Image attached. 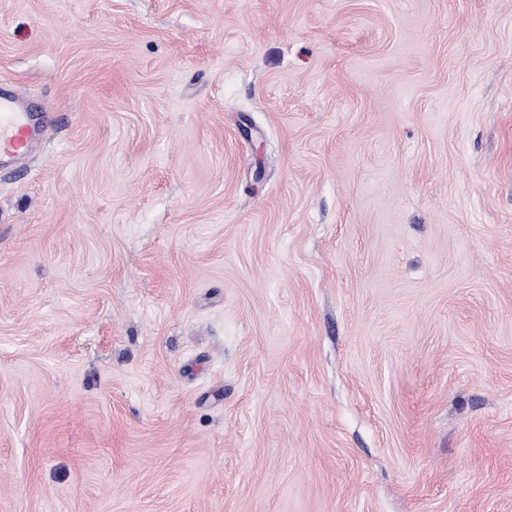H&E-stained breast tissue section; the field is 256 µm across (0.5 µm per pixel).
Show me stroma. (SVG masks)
Instances as JSON below:
<instances>
[{
	"label": "stroma",
	"instance_id": "35a3bbf8",
	"mask_svg": "<svg viewBox=\"0 0 512 512\" xmlns=\"http://www.w3.org/2000/svg\"><path fill=\"white\" fill-rule=\"evenodd\" d=\"M0 512H512V0H0ZM18 92L0 94V159L24 154L30 147L34 115L20 107Z\"/></svg>",
	"mask_w": 512,
	"mask_h": 512
}]
</instances>
